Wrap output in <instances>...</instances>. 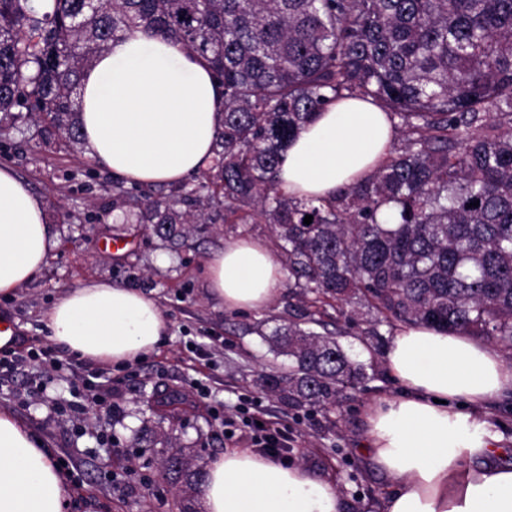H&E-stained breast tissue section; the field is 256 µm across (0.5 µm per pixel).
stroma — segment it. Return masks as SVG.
Here are the masks:
<instances>
[{
  "mask_svg": "<svg viewBox=\"0 0 512 512\" xmlns=\"http://www.w3.org/2000/svg\"><path fill=\"white\" fill-rule=\"evenodd\" d=\"M14 127L0 136V165H9L43 201L56 247L48 263L13 297L0 300V316L12 317L22 350L30 359L0 373V410L31 426L69 474L67 512H178L175 488L159 482L155 463L141 456L134 433L155 420L156 395L178 391L194 410L165 419L163 429L183 446L213 457L246 447L240 435L249 415L288 429V459L337 483L340 512H380L394 482L375 469L362 451L364 409L379 394H396L384 356L394 327L372 326L365 308L344 314L328 309L324 332L336 336L351 357L373 363L363 387L336 408L287 406L267 395L262 373L284 370L264 333L288 321L296 305L291 276L261 310L230 311L207 288L203 266L224 245L249 237L279 256L270 225L196 224L188 238H157L150 225L122 223L112 205L111 172L87 153L70 151L37 115L14 110ZM93 280L151 294L169 322L154 352L126 367H99L69 357L49 336L42 318L60 291ZM72 363L71 371L45 383L39 356ZM103 371L104 380L82 411L69 407L72 383Z\"/></svg>",
  "mask_w": 512,
  "mask_h": 512,
  "instance_id": "1",
  "label": "stroma"
}]
</instances>
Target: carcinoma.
<instances>
[{
	"instance_id": "carcinoma-1",
	"label": "carcinoma",
	"mask_w": 512,
	"mask_h": 512,
	"mask_svg": "<svg viewBox=\"0 0 512 512\" xmlns=\"http://www.w3.org/2000/svg\"><path fill=\"white\" fill-rule=\"evenodd\" d=\"M0 0V113L32 104L76 147L80 79L109 42L163 36L212 71L224 98L215 155L195 196L151 202L139 223L239 214L272 226L299 289L295 319L263 335L288 371L262 377L286 405L335 406L366 365L322 325L362 297L391 324H431L512 349V0ZM344 97L399 119L401 147L329 199L278 187L288 140ZM477 201L479 206L468 207ZM307 215L312 223L304 224ZM187 399L170 391L159 419ZM183 449L159 476L199 512L204 463Z\"/></svg>"
}]
</instances>
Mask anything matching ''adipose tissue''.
I'll return each mask as SVG.
<instances>
[{"label":"adipose tissue","instance_id":"ef3b65f1","mask_svg":"<svg viewBox=\"0 0 512 512\" xmlns=\"http://www.w3.org/2000/svg\"><path fill=\"white\" fill-rule=\"evenodd\" d=\"M221 90L178 45L140 31L110 43L80 89L90 159L126 183L176 184L207 168L220 129ZM396 130L369 100L328 105L285 147L278 186L296 198H329L370 176ZM54 237L43 203L0 165V298L47 264ZM205 275L224 308L265 307L280 290L278 264L259 241L212 254ZM64 350L105 365L136 362L159 347L169 323L154 297L92 281L63 291L44 317ZM385 366L399 395L366 409L365 451L394 488L382 512H512V463L488 405L512 392V362L492 344L426 324L398 327ZM71 487L32 428L0 410V512H65ZM204 512H339L331 480L247 448L208 460Z\"/></svg>","mask_w":512,"mask_h":512}]
</instances>
